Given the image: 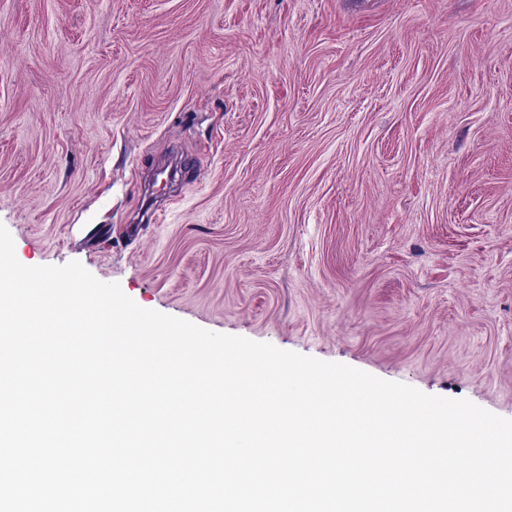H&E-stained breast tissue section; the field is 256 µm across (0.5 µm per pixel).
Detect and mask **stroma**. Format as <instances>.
<instances>
[{"label":"stroma","instance_id":"obj_1","mask_svg":"<svg viewBox=\"0 0 512 512\" xmlns=\"http://www.w3.org/2000/svg\"><path fill=\"white\" fill-rule=\"evenodd\" d=\"M0 224L512 418V0H0Z\"/></svg>","mask_w":512,"mask_h":512}]
</instances>
